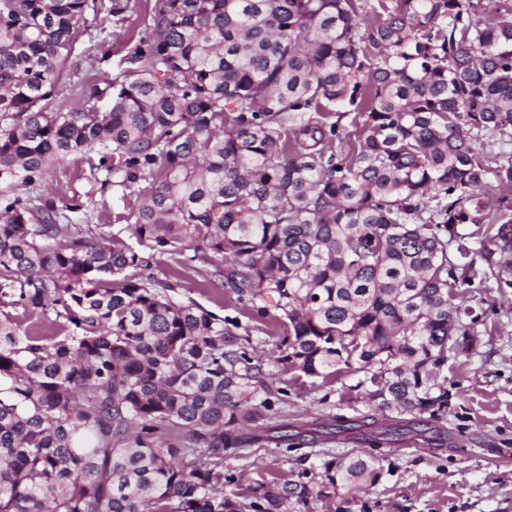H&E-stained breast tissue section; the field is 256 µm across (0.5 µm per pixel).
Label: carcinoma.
<instances>
[{
	"instance_id": "cac0c4a2",
	"label": "carcinoma",
	"mask_w": 512,
	"mask_h": 512,
	"mask_svg": "<svg viewBox=\"0 0 512 512\" xmlns=\"http://www.w3.org/2000/svg\"><path fill=\"white\" fill-rule=\"evenodd\" d=\"M108 87L54 105L89 0H0V512H316L441 431L478 342L462 292L512 289V8L480 0H147ZM351 117L350 126L341 124ZM137 196L122 231L36 192L65 158ZM469 227L471 231L461 232ZM213 263L278 373L360 374L388 423L277 420L250 337L158 255ZM366 450L231 494L224 452Z\"/></svg>"
}]
</instances>
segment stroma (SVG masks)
Returning a JSON list of instances; mask_svg holds the SVG:
<instances>
[{
    "label": "stroma",
    "mask_w": 512,
    "mask_h": 512,
    "mask_svg": "<svg viewBox=\"0 0 512 512\" xmlns=\"http://www.w3.org/2000/svg\"><path fill=\"white\" fill-rule=\"evenodd\" d=\"M98 2L100 11L86 14L59 87L56 104L60 108L74 106L87 84L115 79L121 58L144 28L146 5L114 14L112 0ZM42 189L85 202L84 210L71 214V223L107 224L115 231L126 229L124 216L135 202L134 196L100 190L87 163L71 160L59 161ZM209 269V264L201 262L196 270L183 271L182 296L229 320L233 334L272 349L274 340L262 317L242 309L227 292L202 286V275ZM463 292L480 315L484 334L470 352L448 363L451 398L444 440L433 447L421 437H406L384 461L381 481L363 496L370 512H512V294H500L477 281L464 286ZM357 382V376L349 375L329 387L317 379L294 383L289 375H282L288 398L280 411L299 421L370 414L368 401L354 389ZM355 446V441L339 436L297 450L272 444L242 452L228 450L224 468L246 487L273 474L318 465L326 456Z\"/></svg>",
    "instance_id": "1"
}]
</instances>
